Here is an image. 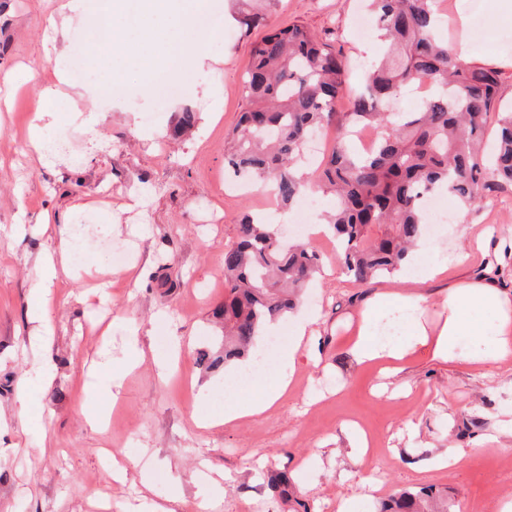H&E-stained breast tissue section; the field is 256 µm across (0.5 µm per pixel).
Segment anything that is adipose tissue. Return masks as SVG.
I'll return each instance as SVG.
<instances>
[{
	"instance_id": "obj_1",
	"label": "adipose tissue",
	"mask_w": 512,
	"mask_h": 512,
	"mask_svg": "<svg viewBox=\"0 0 512 512\" xmlns=\"http://www.w3.org/2000/svg\"><path fill=\"white\" fill-rule=\"evenodd\" d=\"M182 3L143 0L138 16L133 17L124 11L121 0H103L104 30L93 33L91 39L100 46V58L111 62L112 82L123 80L125 63L140 61L150 69L161 65L165 57L157 43L162 37L183 43L194 57L206 53V46L195 35L192 15ZM408 311L434 313L433 326L407 323L404 314ZM358 319L354 356L362 363L380 364L385 375L398 371L417 345L429 347L436 360L476 364L490 375L512 361V291L492 281H465L447 288L434 307L420 294L380 291L359 311ZM464 336L471 337L473 347H459ZM296 352V346H289L282 358L283 372L265 387L262 399L225 406V423L270 410L293 383Z\"/></svg>"
}]
</instances>
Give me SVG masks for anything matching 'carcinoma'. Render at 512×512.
Returning a JSON list of instances; mask_svg holds the SVG:
<instances>
[{
	"label": "carcinoma",
	"mask_w": 512,
	"mask_h": 512,
	"mask_svg": "<svg viewBox=\"0 0 512 512\" xmlns=\"http://www.w3.org/2000/svg\"><path fill=\"white\" fill-rule=\"evenodd\" d=\"M385 43L364 83L351 92L346 125L338 126L317 172L336 207L328 217L339 243L341 273L368 284L401 268L426 228L423 201L446 192L465 205L512 185V110L500 95V73L471 66L437 36L435 0H368ZM347 63L331 45L300 25L277 26L253 44L245 75L250 108L241 113L224 150L236 174L245 173L284 206L296 203L305 181L293 160L308 137L335 121ZM427 83L434 94L415 112H393L402 87ZM196 117L183 112L178 137ZM381 129L374 148L359 152L352 129ZM305 244L284 245L257 217L238 224L224 250V357L246 358L263 327L300 301L318 270ZM379 512H449L448 495L431 488L403 491Z\"/></svg>",
	"instance_id": "1"
}]
</instances>
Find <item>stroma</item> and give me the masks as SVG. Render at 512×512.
<instances>
[{
    "label": "stroma",
    "mask_w": 512,
    "mask_h": 512,
    "mask_svg": "<svg viewBox=\"0 0 512 512\" xmlns=\"http://www.w3.org/2000/svg\"><path fill=\"white\" fill-rule=\"evenodd\" d=\"M68 0H0V68L35 79L0 85V512H338L342 501L372 483V499L358 512L402 489L447 490L451 512H498L512 500V367L484 375L432 358L417 347L403 369L380 379L358 363L351 335L365 298L406 291L398 275L371 285L339 275L336 242L309 238L322 256L320 274L302 308L314 314L311 336L295 355L294 384L274 410L229 425L201 426L230 404L227 384L251 359L209 369L201 354L222 351L213 311L224 301V250L244 214L269 199L238 188L224 165V140L249 106L243 73L254 42L275 25L300 24L329 39L348 63L347 83L358 86L374 55L373 33L357 34L364 0H206L224 27L220 49L180 71L164 87L130 70L119 93L88 99L103 72L75 82L67 60L46 58L50 21H67L59 46L84 40ZM440 36L464 62L496 67L503 103L512 102V16L490 0H456L442 16ZM70 101L51 121L55 137L78 144L76 157L39 161L27 150L29 124L45 89ZM196 125L175 139L178 113ZM96 120L94 144L85 132ZM111 199H103L104 188ZM448 221L432 237L444 282L492 279L512 289V186L491 191L470 207L448 197ZM54 224H87L77 277L52 287L45 347L31 343L28 310L38 257L59 248ZM126 255L112 263L114 249ZM139 325L131 336V325ZM180 351L174 373L160 379L155 357ZM145 354L128 369L133 348ZM51 382L38 376L42 356ZM120 377L118 399L98 383ZM30 407L19 415V396ZM106 421L90 426L89 413ZM359 428L372 454L352 447ZM484 440L473 451L474 440ZM445 448L464 453L462 466L434 470ZM127 463L123 481L109 475L111 457ZM231 474L219 499L211 480ZM291 480L289 500L275 498L271 474Z\"/></svg>",
    "instance_id": "obj_1"
}]
</instances>
